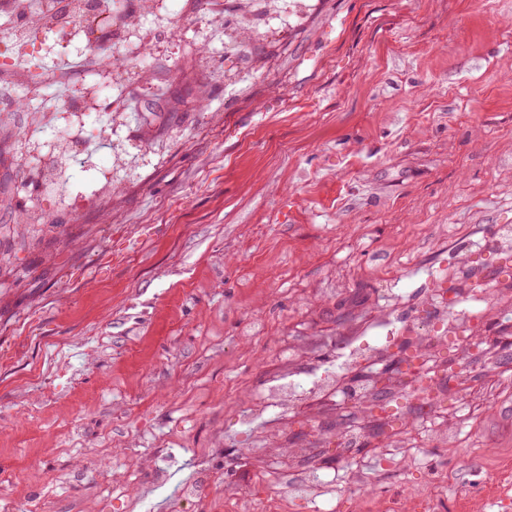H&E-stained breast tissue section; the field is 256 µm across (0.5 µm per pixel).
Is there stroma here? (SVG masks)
I'll list each match as a JSON object with an SVG mask.
<instances>
[{
    "mask_svg": "<svg viewBox=\"0 0 512 512\" xmlns=\"http://www.w3.org/2000/svg\"><path fill=\"white\" fill-rule=\"evenodd\" d=\"M120 2L93 41L37 34L45 69L80 52L111 66L30 81L0 125V500L99 512L119 487L132 512H180L202 463L195 512H224L226 485L258 497L262 469L295 464L252 455L264 427L239 418L288 346L321 368L382 304L378 269H403L408 316L439 243L512 223V0ZM58 155L47 194L39 164ZM484 333V417L461 448L428 447L430 469L373 477V496L449 468L453 512L493 479L512 449V316ZM342 417L328 401L288 430L303 446ZM210 480L208 471L201 467L195 477L181 486L178 492L180 502L194 503L201 498L203 486Z\"/></svg>",
    "mask_w": 512,
    "mask_h": 512,
    "instance_id": "obj_1",
    "label": "stroma"
}]
</instances>
